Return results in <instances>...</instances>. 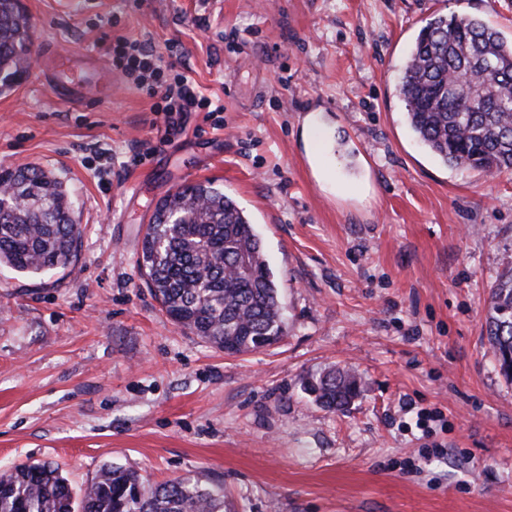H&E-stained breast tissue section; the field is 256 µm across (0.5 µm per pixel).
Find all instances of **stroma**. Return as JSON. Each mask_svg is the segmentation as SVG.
<instances>
[{
	"label": "stroma",
	"instance_id": "obj_1",
	"mask_svg": "<svg viewBox=\"0 0 512 512\" xmlns=\"http://www.w3.org/2000/svg\"><path fill=\"white\" fill-rule=\"evenodd\" d=\"M28 75L0 94V168L67 189L77 261L0 267V473L57 463L80 490L106 465L147 483L223 481L227 512H512V384L484 332L512 259V174L443 164L412 136L403 61L437 14L512 39V0H21ZM181 60L219 106L140 165L152 96L110 65L116 39ZM101 63L112 93L61 86L60 50ZM334 136L318 179L304 126ZM211 181L262 238L286 333L227 355L174 325L139 271L157 200ZM355 371L345 411L303 383ZM436 419L423 433L418 415Z\"/></svg>",
	"mask_w": 512,
	"mask_h": 512
}]
</instances>
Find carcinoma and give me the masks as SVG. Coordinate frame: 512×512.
Listing matches in <instances>:
<instances>
[{"label": "carcinoma", "instance_id": "obj_1", "mask_svg": "<svg viewBox=\"0 0 512 512\" xmlns=\"http://www.w3.org/2000/svg\"><path fill=\"white\" fill-rule=\"evenodd\" d=\"M33 26L20 0H0V88L26 72ZM399 95L419 143L443 163L487 174L512 172V42L467 13L421 28L402 70ZM0 266L39 274L74 264L81 238L72 202L51 173L0 169ZM140 273L177 326L227 355L283 336L277 283L264 244L243 208L209 181L167 193L142 240ZM485 333L512 381V261L491 289ZM314 401L347 408L361 391L354 373L332 368L304 381ZM0 512H226L219 480L179 477L146 487L141 476L105 466L75 496L50 463L0 475Z\"/></svg>", "mask_w": 512, "mask_h": 512}]
</instances>
